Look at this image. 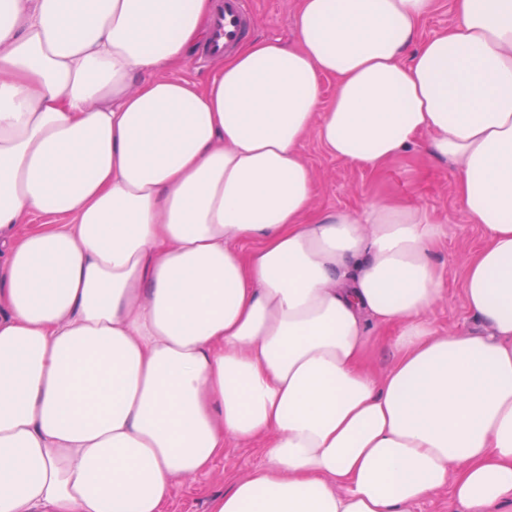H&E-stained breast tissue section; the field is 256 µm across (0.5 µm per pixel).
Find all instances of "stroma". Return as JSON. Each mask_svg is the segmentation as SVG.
I'll return each instance as SVG.
<instances>
[{"mask_svg":"<svg viewBox=\"0 0 512 512\" xmlns=\"http://www.w3.org/2000/svg\"><path fill=\"white\" fill-rule=\"evenodd\" d=\"M297 7L298 0H250L249 38H278L294 43ZM302 151L315 173L316 208L355 211L372 201L399 199L425 209L441 223L444 234L434 251V260L446 275L447 294L431 307L428 317L438 335L478 334L481 327L467 312L459 284L468 258L483 243V234L455 202L449 164L427 154L419 145L378 170L330 156L313 137L304 142ZM367 332L372 341L369 366L376 375H384L398 357L396 330L371 321ZM265 462L261 445L227 443L223 456L209 471L180 482L167 512H208L213 497L223 494L234 479L248 475Z\"/></svg>","mask_w":512,"mask_h":512,"instance_id":"1","label":"stroma"}]
</instances>
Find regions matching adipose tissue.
I'll return each mask as SVG.
<instances>
[{
    "mask_svg": "<svg viewBox=\"0 0 512 512\" xmlns=\"http://www.w3.org/2000/svg\"><path fill=\"white\" fill-rule=\"evenodd\" d=\"M300 0L203 84L214 0H0V512H166L226 440L268 462L209 512H512V0ZM336 93L322 98V80ZM451 162L484 235L436 335L444 234L313 207L302 144ZM31 215L53 223L25 234ZM399 357L365 367L368 320ZM455 21L452 0H437L433 11L421 24V36H426L435 30L448 27ZM200 49L189 55L178 68L171 71V74L197 83L206 82L214 74L218 63L215 59H201ZM413 512H471V510H466L453 501L445 491L425 498L413 508Z\"/></svg>",
    "mask_w": 512,
    "mask_h": 512,
    "instance_id": "obj_1",
    "label": "adipose tissue"
}]
</instances>
